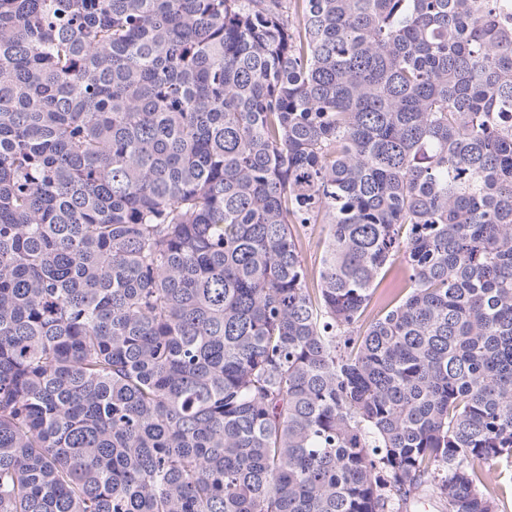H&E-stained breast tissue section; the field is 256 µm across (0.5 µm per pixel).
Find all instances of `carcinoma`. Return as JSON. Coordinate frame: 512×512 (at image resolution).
I'll use <instances>...</instances> for the list:
<instances>
[{
	"label": "carcinoma",
	"mask_w": 512,
	"mask_h": 512,
	"mask_svg": "<svg viewBox=\"0 0 512 512\" xmlns=\"http://www.w3.org/2000/svg\"><path fill=\"white\" fill-rule=\"evenodd\" d=\"M508 11L0 0V512H500ZM316 235L315 242L312 241V235ZM320 225H315L314 230L300 229L298 244L302 252V256L305 259L310 269L313 271L317 268V259L319 255L318 244L321 239ZM385 273V276L379 282L376 289L373 304L367 312V320H370L378 311V307L386 299L391 298L396 292L400 291L405 285L404 274L399 263ZM382 274V275H383Z\"/></svg>",
	"instance_id": "obj_1"
}]
</instances>
